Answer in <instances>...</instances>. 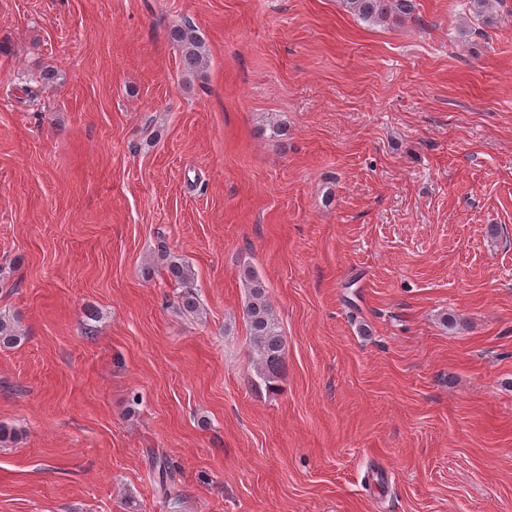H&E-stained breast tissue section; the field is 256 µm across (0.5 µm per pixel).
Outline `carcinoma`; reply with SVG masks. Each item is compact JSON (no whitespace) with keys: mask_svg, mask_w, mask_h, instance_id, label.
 Instances as JSON below:
<instances>
[{"mask_svg":"<svg viewBox=\"0 0 512 512\" xmlns=\"http://www.w3.org/2000/svg\"><path fill=\"white\" fill-rule=\"evenodd\" d=\"M344 9L368 23H381L389 16L408 14L413 8L412 0H340ZM170 39L181 50L183 68L188 72H198L206 65L204 43L191 22L176 26L169 31ZM157 264L168 279L183 288L180 295L182 307L194 312L199 302L195 294L188 290L193 281V271L188 262L176 258L161 248L157 253ZM248 296L244 307V317L249 329V340L255 354V366L259 376L267 383L274 382L284 367V339L280 324L273 314L266 289L261 280L251 271L244 272ZM22 340L17 322L0 315V347H13Z\"/></svg>","mask_w":512,"mask_h":512,"instance_id":"carcinoma-1","label":"carcinoma"}]
</instances>
